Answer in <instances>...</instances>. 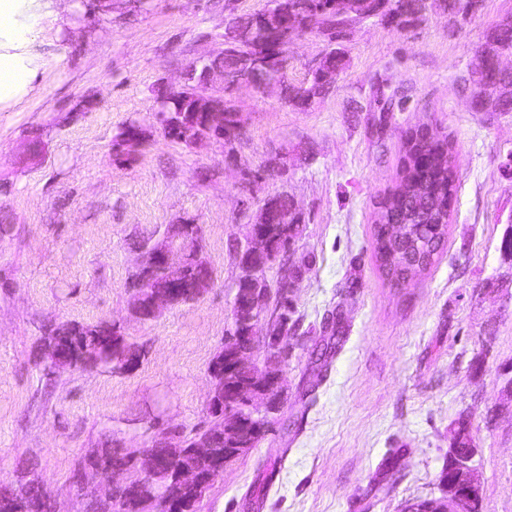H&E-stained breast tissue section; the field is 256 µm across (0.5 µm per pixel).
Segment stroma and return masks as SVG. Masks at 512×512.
Returning <instances> with one entry per match:
<instances>
[{"mask_svg": "<svg viewBox=\"0 0 512 512\" xmlns=\"http://www.w3.org/2000/svg\"><path fill=\"white\" fill-rule=\"evenodd\" d=\"M27 46L36 76L0 102V488L33 471L53 512H83L71 484L105 438L141 451L162 434L210 426L209 366L232 323L237 246L264 200L290 197L302 234L290 260L294 331L283 403L249 452L210 484L197 512H401L437 497L451 428L471 419L482 512H512V112L472 106V63L512 0L467 16L425 0L419 19L354 25L347 65L304 108L280 89L225 93L241 114L231 144L167 139L154 106L200 57L221 50L233 16L267 0H47ZM314 32L288 48V80L324 52ZM150 137L133 163L112 141L129 122ZM448 137L456 194L444 248L405 288L372 252L378 204L392 191L403 136ZM199 224L212 271L198 299L151 321L129 314L143 237ZM119 322L142 345L128 371L45 374L49 325Z\"/></svg>", "mask_w": 512, "mask_h": 512, "instance_id": "35a3bbf8", "label": "stroma"}]
</instances>
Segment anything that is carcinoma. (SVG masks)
<instances>
[{"mask_svg":"<svg viewBox=\"0 0 512 512\" xmlns=\"http://www.w3.org/2000/svg\"><path fill=\"white\" fill-rule=\"evenodd\" d=\"M311 12L306 17V28L316 30L328 44L329 54L325 65L341 70L346 64L345 52L337 47L346 30L379 11L384 17L402 18L421 12L423 0H404L405 11L391 6L380 9L383 0H359L353 13L340 17L328 9L327 0H311ZM271 31L257 33L255 38L266 42L272 38L288 44L296 35V30L288 29L277 20L268 22ZM512 51V21L504 20L487 35L486 42L478 51L471 69V83L475 108L479 112L512 111V72L504 75L487 73L492 56ZM180 120L186 133L178 138L185 145L189 140L204 133L201 125L190 114ZM140 127L138 123L126 126L115 138L112 150L115 155L127 161L136 160L142 143L129 138L130 132ZM404 155L401 162V178L393 192L389 208L378 217L374 226V257L389 283L396 286L409 284L423 274L435 262L448 233L450 211L448 205L455 194V164L448 137L441 138V144L421 147L420 151L409 152L408 143H403ZM408 225L406 236L396 241L387 236V225L392 221ZM257 296L263 304L275 299L274 311L285 316L293 313L288 298L281 291L271 294L267 281H262ZM113 328L110 323L63 322L47 328L43 341L59 347L58 354L44 360L45 371L51 374L62 364L85 371L108 369L120 370L123 358L130 354L141 355L139 346L126 343L120 348L112 346ZM470 420L459 416L453 425V439L460 451L473 444ZM195 437L190 436L170 448H159L157 452L170 459V464L185 469H206V463L191 452L190 445ZM106 457L101 462L103 469L129 463L134 452L112 447V441L105 442ZM153 483L169 495L192 506H197L203 491L190 485L176 482L175 472L164 468L155 472ZM0 512H52L50 496L39 486L33 475L21 477L12 488L0 490ZM126 512H166L163 502L152 499L128 502Z\"/></svg>","mask_w":512,"mask_h":512,"instance_id":"1","label":"carcinoma"}]
</instances>
